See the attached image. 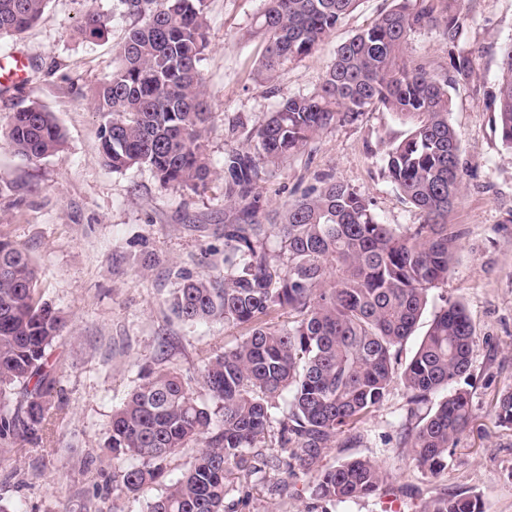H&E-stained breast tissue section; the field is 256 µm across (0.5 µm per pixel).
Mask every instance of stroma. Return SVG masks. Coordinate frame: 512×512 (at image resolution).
I'll use <instances>...</instances> for the list:
<instances>
[{
    "instance_id": "1",
    "label": "stroma",
    "mask_w": 512,
    "mask_h": 512,
    "mask_svg": "<svg viewBox=\"0 0 512 512\" xmlns=\"http://www.w3.org/2000/svg\"><path fill=\"white\" fill-rule=\"evenodd\" d=\"M391 5L360 0L312 55L263 83L257 67L265 43L249 34L263 0H208L209 47L200 69L212 112L206 139L214 169L283 98L315 92L337 46ZM110 7L109 0H49L36 24L0 40V58L18 53L27 63L22 85L0 87V236L27 248L39 300L68 320L50 350L61 400L50 443L0 439V505L8 512H146L144 495L111 487L118 463L105 443L114 410L147 369L181 373L208 400L201 379L206 358L245 334L220 322L184 323L169 305L182 272L224 271L222 177L198 192L166 189L149 168L115 172L102 161L91 93L116 67L127 23L108 19L105 37L94 44L83 43L76 29L88 10ZM462 13L458 48L472 72L450 91L465 172L461 197L448 213L458 252L430 306L462 300L476 328L472 368L459 382L472 393V420L447 471L430 477L400 445L411 418L402 388H395L357 424L359 439H340L323 460L327 466L352 457L378 460L389 475L386 490L329 502L313 497L309 476L299 473L279 497L256 476L230 493L244 501L239 512H420L430 496L461 492L481 495L486 512H512V428L496 426L494 414L496 399L512 391V150L495 128L502 53L512 45V0H464ZM405 55L437 72L451 68L448 43L436 29L413 34ZM33 101L65 132L63 149L38 161L15 153L6 138L14 112ZM406 132L395 114L378 108L324 129L258 184L263 208H284L336 181L367 197L382 223L400 229L420 223L419 211L384 170L389 143Z\"/></svg>"
}]
</instances>
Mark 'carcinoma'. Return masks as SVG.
I'll return each instance as SVG.
<instances>
[{
  "mask_svg": "<svg viewBox=\"0 0 512 512\" xmlns=\"http://www.w3.org/2000/svg\"><path fill=\"white\" fill-rule=\"evenodd\" d=\"M48 0H0V38L17 37L41 17ZM133 18L118 47L120 64L93 90L100 152L116 172L147 167L164 187L197 191L214 175L204 132L210 119L200 63L209 46L208 0H117ZM358 0H265L251 35L264 39L257 76L270 82L290 61L312 54ZM462 0H396L369 27L338 46L320 88L283 99L246 145L224 151V276L185 272L169 299L182 321H216L249 329L235 346L207 359L202 381L215 407L201 403L171 371H148L112 414L107 447L128 462L113 482L140 494L163 477V462L202 445L195 463L146 512H236L230 482L265 468L311 477L312 495L346 501L377 494L387 480L378 461L349 458L322 466L338 437L403 387L417 424L402 445L416 467L437 477L472 414L471 392L455 386L469 374L476 331L465 305L435 310L411 351L430 292L448 280L457 239L448 211L462 191L459 135L448 120V88L470 73L456 51ZM104 15L86 13L78 37L104 35ZM439 30L453 74L405 59L414 33ZM374 106L408 125L386 153L385 171L421 213L403 232L383 224L372 203L341 182H327L288 203L270 224L274 256L258 219L254 193L268 167L305 147L324 128ZM497 130L512 149V46L505 49ZM8 142L37 161L60 150L64 132L32 102L14 112ZM27 248L0 237V439L43 442L53 425L57 378L49 349L62 335L60 311L37 298ZM284 311L283 325L266 321ZM438 393L443 397L432 402ZM20 395L22 409L12 408ZM282 401L281 414L271 413ZM496 422L512 427V391L495 403ZM276 432H271V429ZM273 433L275 454L261 447ZM421 512H485L474 493L438 494Z\"/></svg>",
  "mask_w": 512,
  "mask_h": 512,
  "instance_id": "obj_1",
  "label": "carcinoma"
}]
</instances>
